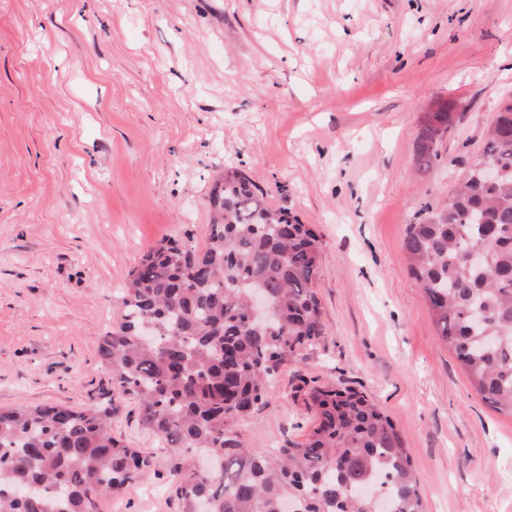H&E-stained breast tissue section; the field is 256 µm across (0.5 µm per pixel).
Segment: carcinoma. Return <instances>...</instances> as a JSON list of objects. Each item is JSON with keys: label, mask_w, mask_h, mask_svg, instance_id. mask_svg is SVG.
Wrapping results in <instances>:
<instances>
[{"label": "carcinoma", "mask_w": 512, "mask_h": 512, "mask_svg": "<svg viewBox=\"0 0 512 512\" xmlns=\"http://www.w3.org/2000/svg\"><path fill=\"white\" fill-rule=\"evenodd\" d=\"M462 113L425 114L416 164L428 171L437 143ZM491 163L494 180L479 166ZM209 244L176 240L131 271L122 321L103 336L109 374L82 410H0V512H98L99 498L144 479L151 460L112 435V394L134 401L138 420L171 452L185 512H423L396 426L362 392L311 389L317 422L304 442L270 453L233 425L263 403L281 364L323 332L315 291L321 240L312 225L268 206L236 168L209 194ZM480 246V265L468 261ZM408 270L473 392L512 416V97L500 100L485 147L448 207L419 209L407 225ZM266 294L272 320L249 321L251 295ZM152 324L149 336L140 325ZM212 457L215 472L192 458Z\"/></svg>", "instance_id": "carcinoma-1"}]
</instances>
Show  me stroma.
I'll list each match as a JSON object with an SVG mask.
<instances>
[{
	"instance_id": "1",
	"label": "stroma",
	"mask_w": 512,
	"mask_h": 512,
	"mask_svg": "<svg viewBox=\"0 0 512 512\" xmlns=\"http://www.w3.org/2000/svg\"><path fill=\"white\" fill-rule=\"evenodd\" d=\"M508 93L512 0H0V408L88 404L129 272L170 238L206 248L233 167L314 225L324 325L235 430L303 442L307 388L340 383L397 427L424 512H512V416L473 393L403 248ZM441 103L463 118L421 172ZM116 404L152 470L98 512H182L169 450Z\"/></svg>"
}]
</instances>
